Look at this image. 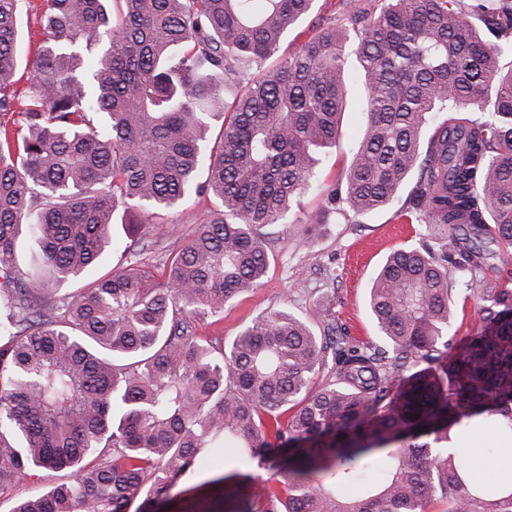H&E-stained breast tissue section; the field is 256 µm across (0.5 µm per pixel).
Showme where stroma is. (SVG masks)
I'll list each match as a JSON object with an SVG mask.
<instances>
[{"label":"stroma","instance_id":"obj_1","mask_svg":"<svg viewBox=\"0 0 512 512\" xmlns=\"http://www.w3.org/2000/svg\"><path fill=\"white\" fill-rule=\"evenodd\" d=\"M363 120L360 93L354 88L349 93L338 144L319 164L325 183L336 181L349 165ZM213 208L212 199L191 194L175 210L162 213L158 224L144 225L141 262L156 276H164L169 257L183 247ZM396 211L392 205L364 216L350 213L336 218L307 246L295 243L296 226L279 228L267 242L271 259L267 278L225 307L220 322H199V334L229 341L260 313L286 308L310 318L323 305L331 309L353 343L378 341L366 305L369 280L390 252L418 244L426 232L424 225L397 220ZM224 472L221 461L214 459L205 471L186 473L178 485L181 499L171 512H210L222 494L210 480Z\"/></svg>","mask_w":512,"mask_h":512}]
</instances>
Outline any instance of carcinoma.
<instances>
[{
    "label": "carcinoma",
    "instance_id": "obj_1",
    "mask_svg": "<svg viewBox=\"0 0 512 512\" xmlns=\"http://www.w3.org/2000/svg\"><path fill=\"white\" fill-rule=\"evenodd\" d=\"M315 2L42 0L23 64L27 0H0V490L69 472L12 512H127L138 496L160 512L205 458L239 477L285 449L284 495L215 478L229 512H512V481L474 477L463 447L475 428L496 456L512 445V288L483 283L474 330L448 335L488 244L512 265V0H343L281 56ZM354 83L362 135L327 186L317 166ZM408 185L396 217L431 236L370 281L382 343H351L321 307L314 323L258 315L227 346L198 334L266 276L264 230L300 197L323 196L301 220L310 244L343 207L384 209ZM192 192L217 209L159 280L130 247ZM117 224V264L45 299L99 263Z\"/></svg>",
    "mask_w": 512,
    "mask_h": 512
}]
</instances>
